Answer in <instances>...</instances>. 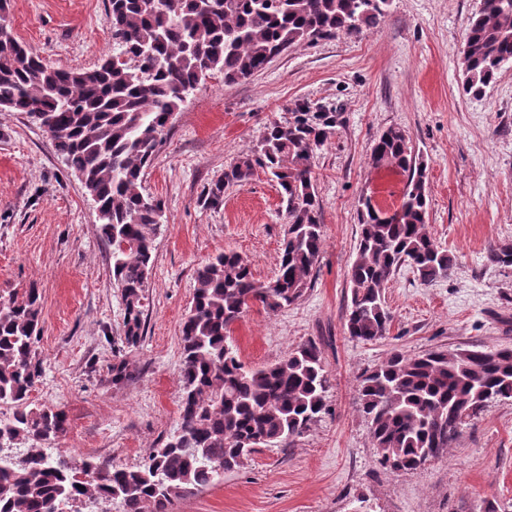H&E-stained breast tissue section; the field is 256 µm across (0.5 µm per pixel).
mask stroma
Here are the masks:
<instances>
[{"instance_id": "1", "label": "stroma", "mask_w": 512, "mask_h": 512, "mask_svg": "<svg viewBox=\"0 0 512 512\" xmlns=\"http://www.w3.org/2000/svg\"><path fill=\"white\" fill-rule=\"evenodd\" d=\"M107 0H11L17 39L51 66L90 68L113 48ZM479 0H390L382 22L331 41L302 43L233 85L208 79L175 112L143 193L165 204L143 300L140 343L124 339V303L112 252L82 183L26 114L0 112V297L37 284L43 303L37 352L45 374L33 405L63 410L67 433L53 456L136 467L177 430L181 324L194 271L234 251L254 276L275 277L286 219L270 175L255 169L220 208L208 185L250 153L296 100L336 108L341 124L316 152L324 253L293 305H253L230 336L243 362L274 363L315 342L330 379L326 409L288 445L263 447L218 481L176 499L173 512H489L512 502V400L468 420L443 457L404 473L378 462L359 410V377L392 349L512 347V269L490 266V244L512 243V67L479 96L464 92L461 50ZM409 135L426 166L427 229L453 252V276L421 284L399 267L385 288L393 321L382 340L345 328L348 272L360 201L396 209L405 174L374 168L387 129ZM130 380L116 385L115 357Z\"/></svg>"}]
</instances>
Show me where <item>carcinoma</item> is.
<instances>
[{"label":"carcinoma","mask_w":512,"mask_h":512,"mask_svg":"<svg viewBox=\"0 0 512 512\" xmlns=\"http://www.w3.org/2000/svg\"><path fill=\"white\" fill-rule=\"evenodd\" d=\"M389 0H107L117 48L134 69L103 56L92 68L48 65L12 32H0V111L41 122L55 151L96 205L112 250V280L125 306L129 345L143 334V299L162 218V200L141 191V176L190 92L220 74L229 86L299 43L329 40L378 25ZM463 90L482 95L512 66V0H480L461 56ZM340 113L297 100L290 118L267 127L257 149L238 158L204 192L216 209L256 168L276 182L287 229L277 275L254 277L239 254L224 252L195 271L192 305L181 326L180 427L137 468L54 458L46 446L67 432L61 410L31 406L43 375L35 349L41 295L0 299V512H52L77 502H112L120 512H171L173 501L239 467L260 445L288 444L326 407L329 378L313 342L278 362L250 367L229 336L250 305L277 311L309 287L323 249L322 211L313 180L314 152ZM402 131L388 129L371 152L376 168L407 174L397 211L362 200L356 258L349 271L348 335L373 342L389 334L386 284L400 266L421 282L450 277L457 265L427 230L425 166ZM512 243L487 250V261L512 268ZM493 399H512V348H453L410 357L392 352L362 376L359 411L370 425L380 464L413 470L428 452L444 456L463 418Z\"/></svg>","instance_id":"1"}]
</instances>
